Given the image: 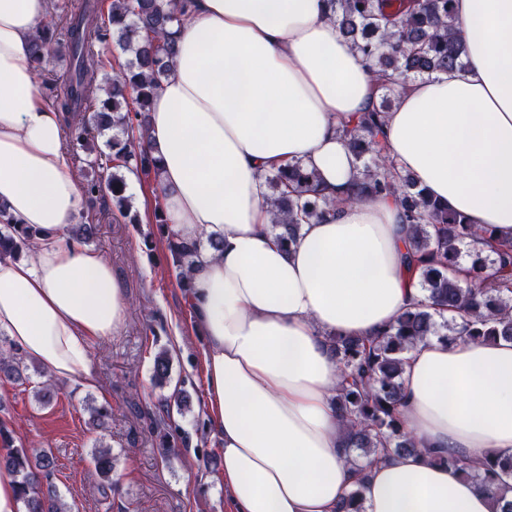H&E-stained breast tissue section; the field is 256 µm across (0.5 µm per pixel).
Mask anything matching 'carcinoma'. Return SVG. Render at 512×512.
<instances>
[{
    "label": "carcinoma",
    "mask_w": 512,
    "mask_h": 512,
    "mask_svg": "<svg viewBox=\"0 0 512 512\" xmlns=\"http://www.w3.org/2000/svg\"><path fill=\"white\" fill-rule=\"evenodd\" d=\"M452 0H331L330 19L338 33L369 64L378 83L379 100L342 129L349 148L362 161L361 177L342 198H334L319 185L315 172L300 163L282 167L265 177L266 199L273 228L284 246L296 242L302 225L317 221L340 204L382 195L399 199L403 223L409 226L413 252L408 270L417 276L430 304L405 310L388 328L369 337H328L342 374L336 395V412L345 420L343 447L361 451L363 471L375 460L422 454L404 428L402 410V354L418 342L440 336L495 342L512 340V240H500L489 227L468 222L448 206L433 200L408 175L395 170L380 139L386 112L392 109L400 82L458 70L467 56L451 10ZM194 0H112L103 14L96 0H69L54 5L50 21L32 40V62L58 54L68 61V73L51 92V104L62 113L65 126L83 137L88 122L100 130H114L107 142L109 153L87 161L94 175L84 183L89 202L106 198L132 224L131 196L127 195L122 167L157 176L158 163L146 146L147 116L152 97L168 76L167 60L175 54L173 27L181 25ZM133 54L118 74L98 78L104 62L96 44L109 40ZM106 98L95 105L99 91ZM156 223L167 230L168 248L185 295L192 288L188 272L202 248L223 247V240L208 237L189 244L169 228L161 207ZM36 231L13 221L0 208V258L15 257L34 240ZM450 317L437 318L442 310ZM462 315L457 323L451 314ZM28 370L24 358L0 347V379L20 382ZM170 360L156 353L153 380L166 383ZM429 460L454 467L497 495L503 478L512 475V459L485 456L473 460L452 453ZM94 463L104 478L112 472V455L94 453ZM8 465L18 473L27 512L45 509L43 490L33 470L49 471L53 459L45 449L13 447ZM336 512H364L361 484L351 489Z\"/></svg>",
    "instance_id": "carcinoma-1"
}]
</instances>
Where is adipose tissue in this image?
<instances>
[{
  "instance_id": "1",
  "label": "adipose tissue",
  "mask_w": 512,
  "mask_h": 512,
  "mask_svg": "<svg viewBox=\"0 0 512 512\" xmlns=\"http://www.w3.org/2000/svg\"><path fill=\"white\" fill-rule=\"evenodd\" d=\"M452 9L465 66L407 82L382 141L431 197L511 238L512 0ZM329 12L327 0H197L151 101L169 224L224 241L190 273L224 487L234 512H335L357 483L364 512H494L454 468L408 455L361 476L342 446L327 336L373 335L426 294L395 198L342 204L288 249L272 229L264 177L279 166L301 162L335 195L360 176L341 129L378 89ZM48 18L49 0H0V206L39 232L26 255L0 259V335L55 381L93 388L91 345L124 326L128 298L101 252L66 238L83 186L31 58ZM403 358L419 447L512 457V341L432 337Z\"/></svg>"
}]
</instances>
